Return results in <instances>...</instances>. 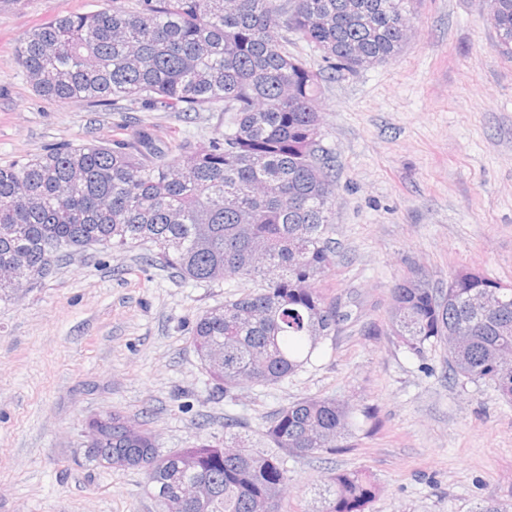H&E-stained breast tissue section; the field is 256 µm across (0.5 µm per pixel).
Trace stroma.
I'll return each instance as SVG.
<instances>
[{
	"instance_id": "obj_1",
	"label": "stroma",
	"mask_w": 512,
	"mask_h": 512,
	"mask_svg": "<svg viewBox=\"0 0 512 512\" xmlns=\"http://www.w3.org/2000/svg\"><path fill=\"white\" fill-rule=\"evenodd\" d=\"M103 0H0V166L58 145L111 141L118 127L205 141L224 115L38 96L20 38ZM386 63L330 76L316 105L335 160L331 237L318 286L351 317L313 366L273 387L215 392L192 344L226 284L199 286L149 263L142 246H95L56 262L0 302V512H159L139 469L87 461L88 418L117 413L161 450L223 438L234 417L257 432L304 397L356 408L346 451L288 461L283 512H315L331 470L382 488L366 512H472L512 504V405L453 376L441 347L416 355L386 332L391 287L423 269L438 287L468 267L512 285V59L497 50L487 0H422Z\"/></svg>"
}]
</instances>
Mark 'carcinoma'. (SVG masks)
Instances as JSON below:
<instances>
[{
  "label": "carcinoma",
  "instance_id": "1",
  "mask_svg": "<svg viewBox=\"0 0 512 512\" xmlns=\"http://www.w3.org/2000/svg\"><path fill=\"white\" fill-rule=\"evenodd\" d=\"M416 0H107L58 16L19 41L34 91L64 103L132 98L149 109L227 115L206 142L149 132L105 145L60 146L0 166V301L36 284L60 258L102 245L151 244L154 262L184 281L237 279L249 288L196 318L192 342L226 396L275 386L313 364L350 318L317 281L337 254L329 237L334 160L314 107L326 70L386 62L406 43ZM499 48L512 57V0H489ZM322 54L314 69L288 36ZM389 333L415 354L448 350L456 376L512 405V286L472 269L436 287L417 272L391 289ZM353 407L306 397L269 415L257 448L224 425V441L155 449L116 414L87 459L140 469L161 512H281L288 458L344 448ZM189 483L208 490L182 496ZM380 486L331 471L318 512H365Z\"/></svg>",
  "mask_w": 512,
  "mask_h": 512
}]
</instances>
